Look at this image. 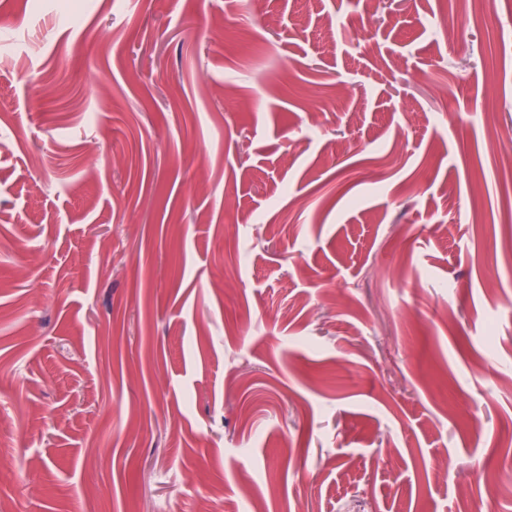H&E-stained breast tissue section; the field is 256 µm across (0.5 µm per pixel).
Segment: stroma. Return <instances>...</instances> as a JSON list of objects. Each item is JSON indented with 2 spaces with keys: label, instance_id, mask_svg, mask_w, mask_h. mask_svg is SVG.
Returning <instances> with one entry per match:
<instances>
[{
  "label": "stroma",
  "instance_id": "35a3bbf8",
  "mask_svg": "<svg viewBox=\"0 0 512 512\" xmlns=\"http://www.w3.org/2000/svg\"><path fill=\"white\" fill-rule=\"evenodd\" d=\"M1 45L0 512H512V0Z\"/></svg>",
  "mask_w": 512,
  "mask_h": 512
}]
</instances>
